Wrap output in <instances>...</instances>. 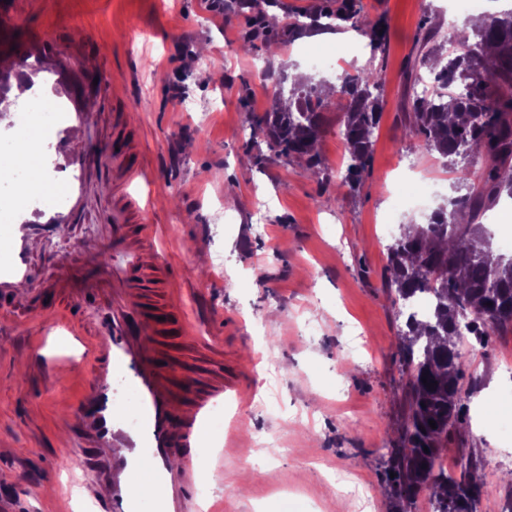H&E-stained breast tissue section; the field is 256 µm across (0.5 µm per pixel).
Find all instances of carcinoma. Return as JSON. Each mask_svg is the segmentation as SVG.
Instances as JSON below:
<instances>
[{
    "label": "carcinoma",
    "instance_id": "carcinoma-1",
    "mask_svg": "<svg viewBox=\"0 0 512 512\" xmlns=\"http://www.w3.org/2000/svg\"><path fill=\"white\" fill-rule=\"evenodd\" d=\"M224 7L252 11L241 38L244 50L258 42L291 41L310 28L308 21L322 18L351 23L374 54L386 49V35L379 34L382 25L359 18L356 0H326L318 14L297 15L279 30L266 24L259 0H224ZM434 38L435 30L424 28L419 57L409 68L416 85L422 79L416 70L428 68L435 87L428 95L414 94L407 127L426 150L450 162L457 189L466 193L451 201V209L438 208L427 223L412 225L413 231L402 232L388 246L393 303L404 319L397 353L405 410L398 437L383 455L382 482L393 512H412L424 489L431 491L433 512H477L483 490L481 456L472 450L462 455L457 475L448 473L439 460L448 441L463 438L472 393L460 385L465 369L457 348L460 323L467 322L471 339L479 345L491 333L512 327V258L490 251L478 223L502 195L512 197V11L482 16L473 39H453L446 52L431 45ZM383 83L382 70L372 66L342 72L338 83L325 90L310 80H298L289 92L274 90V99L287 106L253 115L251 133L262 135L284 164L303 160L319 175L323 109L336 95L344 100L342 135L349 153L343 184L354 191L369 166ZM474 150L488 160L478 185L469 183L464 166ZM426 291L434 304L423 320L406 309Z\"/></svg>",
    "mask_w": 512,
    "mask_h": 512
}]
</instances>
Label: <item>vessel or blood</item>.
<instances>
[{
    "label": "vessel or blood",
    "instance_id": "obj_1",
    "mask_svg": "<svg viewBox=\"0 0 512 512\" xmlns=\"http://www.w3.org/2000/svg\"><path fill=\"white\" fill-rule=\"evenodd\" d=\"M15 0H0V52L13 61L11 69L0 73V94H8L15 84L30 81L27 66L38 38L17 32L10 23ZM76 83L67 69H59L47 94L49 103L74 101ZM78 113L63 112L56 130L43 143L42 153L51 156L62 140L80 125ZM112 154V244L128 259L112 269V292L100 307L91 327L88 359L93 384L79 401L76 411L86 447L109 442L117 454L92 456L99 478L111 488L103 512H138L136 493L142 473H149L161 490L160 512H188L195 483V454L200 425L226 392L237 390L236 382L224 375L222 361L180 372L159 340L169 324H177L194 348L215 351V343L197 333L195 324L180 309L159 301L146 302L149 286L171 281L165 259L156 241L159 227L143 223L138 235H130L132 216L146 214L142 199L133 186L149 181V173L131 160L129 142L118 141ZM55 182L74 194L80 180L70 162L53 158ZM66 222L59 210L40 207L38 198L26 200L15 224L0 225V240L8 249L0 257V298L16 297L19 284L31 281L30 240L21 224L35 229L54 230ZM70 307H79L85 289L65 275H57L50 285Z\"/></svg>",
    "mask_w": 512,
    "mask_h": 512
}]
</instances>
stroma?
Masks as SVG:
<instances>
[{
    "label": "stroma",
    "mask_w": 512,
    "mask_h": 512,
    "mask_svg": "<svg viewBox=\"0 0 512 512\" xmlns=\"http://www.w3.org/2000/svg\"><path fill=\"white\" fill-rule=\"evenodd\" d=\"M361 15L387 26V50L372 54L367 39H323L342 68L384 72L383 111L367 175L358 192L337 193L344 174L342 105L330 100L317 149L318 179L299 163L267 154L244 162L251 116L266 111L264 76L299 67L315 79L302 52L308 36L230 52L247 15L211 11L205 0H21L12 19L22 33H45L48 53L30 68L48 75L66 62L82 92L86 116L67 145L97 153L84 193L65 231L31 249L37 279L59 266L110 287L112 267L125 259L112 247L114 198L108 171L112 140L128 139L132 159L155 180L137 186L150 223L162 225L165 260L183 290L178 307L204 318L224 350V372L243 386L220 407L223 432L202 431L196 504L205 512H388L380 457L403 417L397 310L384 288L388 239L380 217L405 223L390 194L403 161L432 172L433 156L409 134L404 114L413 85L407 63L423 26L450 37L457 14L448 0H360ZM99 71L84 80L85 63ZM232 221H225V214ZM75 317L0 321V495L20 512H103L82 489L95 471L74 456L83 447L75 407L90 384L83 322ZM497 354L464 356V378L476 381L466 418L467 445L484 458L485 487L477 512H503L512 483L502 439L488 408L512 389L502 365L512 358V331L490 336Z\"/></svg>",
    "instance_id": "obj_1"
}]
</instances>
